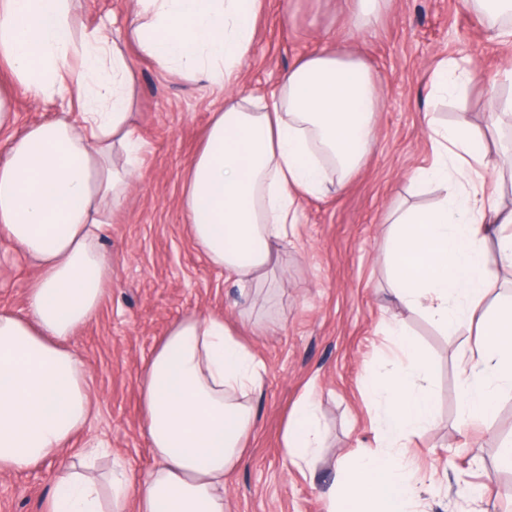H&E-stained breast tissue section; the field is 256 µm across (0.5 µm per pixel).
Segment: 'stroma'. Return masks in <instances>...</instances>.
I'll use <instances>...</instances> for the list:
<instances>
[{
    "instance_id": "35a3bbf8",
    "label": "stroma",
    "mask_w": 512,
    "mask_h": 512,
    "mask_svg": "<svg viewBox=\"0 0 512 512\" xmlns=\"http://www.w3.org/2000/svg\"><path fill=\"white\" fill-rule=\"evenodd\" d=\"M73 28L124 26L125 0H75ZM345 43L369 64L382 91L377 144L340 190L299 201L293 245L281 248L270 298L242 295L213 267L184 222L182 187L212 112L223 101L205 82L188 80L135 58L134 110L141 142V177L110 213L100 241L111 260L99 311L73 337L84 358L93 412L73 448L103 442L122 456L131 476L152 465L138 398L141 366L177 317L189 311L223 315L266 367L255 401L258 428L238 469L225 479L228 512H326L324 491L338 461L374 446L376 404L365 387L373 367L392 357L388 328L402 323L427 355L438 423L407 441L425 512H512V478L502 476L500 444L512 438V389L503 390L489 424L460 425L461 359L474 347L469 330L444 333L395 303L384 264L394 209L427 207L435 192L416 190L413 173L430 166L436 146L425 113L438 122L467 112L483 146L501 164L497 200L512 208V124L489 131L497 96L512 93L504 69L512 44L501 43L460 0H388L370 29L358 28L351 0H264L256 35L235 90L270 97L300 58ZM469 60L498 78L497 95L481 85L459 98L430 95L429 76L445 60ZM18 126L72 111L69 96L34 98L15 91ZM0 307L26 308L36 276L32 262L0 246ZM318 401L324 446L314 469L289 465L282 445L289 414L305 394ZM67 457L19 472H0V512H46ZM493 479L496 494L479 497Z\"/></svg>"
}]
</instances>
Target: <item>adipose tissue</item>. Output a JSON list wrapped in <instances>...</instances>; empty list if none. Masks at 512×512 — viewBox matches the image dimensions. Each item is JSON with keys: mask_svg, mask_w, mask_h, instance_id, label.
<instances>
[{"mask_svg": "<svg viewBox=\"0 0 512 512\" xmlns=\"http://www.w3.org/2000/svg\"><path fill=\"white\" fill-rule=\"evenodd\" d=\"M262 2L127 0L130 21L115 40L100 30L75 35L70 0H0V69L35 98L75 93L79 112L29 125L0 152V239L39 269L25 312L0 308V472L60 456L91 412L88 367L68 342L94 319L109 277L98 247L102 217L140 177L127 46L224 93L189 164L182 206L209 262L241 288L269 282L299 222V197L344 187L374 147L379 84L346 45L294 64L271 101L233 90ZM476 79L471 62L450 60L429 85L453 95ZM433 134L442 151L413 179L445 194L426 208L393 211L390 292L441 331L475 327L459 416L483 422L501 387L512 386V303L482 307L496 264L512 266V234L499 232L512 227V210L477 185L489 159L465 116ZM264 375L222 316L185 313L141 369L152 467L135 480L112 450L79 449L48 512H225L224 478L257 428L252 400ZM322 445L308 396L289 416L283 446L293 466L310 469Z\"/></svg>", "mask_w": 512, "mask_h": 512, "instance_id": "ef3b65f1", "label": "adipose tissue"}]
</instances>
